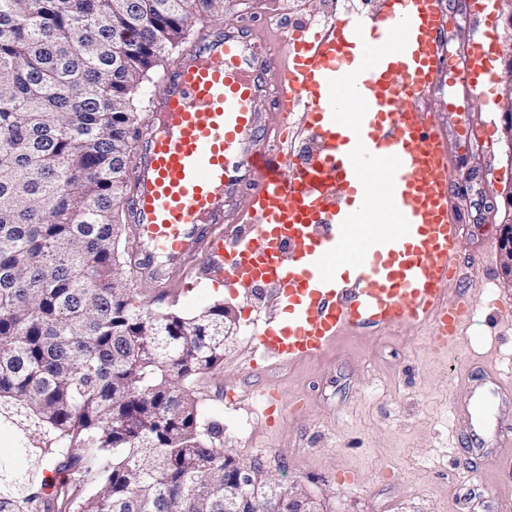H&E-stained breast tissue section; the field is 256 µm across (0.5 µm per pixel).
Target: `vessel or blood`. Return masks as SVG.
<instances>
[{"instance_id": "b4317fda", "label": "vessel or blood", "mask_w": 512, "mask_h": 512, "mask_svg": "<svg viewBox=\"0 0 512 512\" xmlns=\"http://www.w3.org/2000/svg\"><path fill=\"white\" fill-rule=\"evenodd\" d=\"M491 0H474L462 71L469 89L492 93L487 46ZM443 19L433 0H382L372 23L337 19L321 32L297 30L273 84L262 59L233 33L181 54L150 104L157 119L135 169L130 217L144 241L140 269L183 289L182 268L246 288L274 282L282 318L257 333L262 359L290 363L324 351L343 328L431 323L439 345L456 340L472 315L468 297L448 305L444 287L459 265L460 226L448 180L450 146L419 105L441 71ZM371 43L369 52L358 45ZM300 111L312 147L295 157L286 140L238 145L259 126L257 104ZM361 105L348 109L349 102ZM264 177L252 188L253 239L224 229V200L244 162ZM391 222L382 233L379 218Z\"/></svg>"}]
</instances>
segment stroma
I'll return each instance as SVG.
<instances>
[{
  "label": "stroma",
  "instance_id": "35a3bbf8",
  "mask_svg": "<svg viewBox=\"0 0 512 512\" xmlns=\"http://www.w3.org/2000/svg\"><path fill=\"white\" fill-rule=\"evenodd\" d=\"M381 0H226L224 10L194 17L176 53L220 32L241 33L263 53L264 80L285 62L293 28L350 13L375 16ZM447 22L445 46L460 51L471 27V0H436ZM451 149L450 177L461 218L460 272L446 295L467 292L476 311L460 338L437 349L428 327L402 323L344 329L321 355L290 364L253 361L254 321L280 315L270 284L226 288L205 283L163 292L136 268L122 277L136 303L191 317L221 302L239 318L223 361L202 374L196 395L219 413L218 444L256 462L281 484L324 498L327 512H502L512 497V450L481 444L456 427L452 401H467V374L501 370L512 393V283L501 270V228L512 222V141L502 111L480 92L440 80L428 105ZM492 117L490 141L461 146L460 132Z\"/></svg>",
  "mask_w": 512,
  "mask_h": 512
}]
</instances>
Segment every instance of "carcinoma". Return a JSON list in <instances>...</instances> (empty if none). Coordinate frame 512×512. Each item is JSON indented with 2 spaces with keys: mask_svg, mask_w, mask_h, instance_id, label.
I'll list each match as a JSON object with an SVG mask.
<instances>
[{
  "mask_svg": "<svg viewBox=\"0 0 512 512\" xmlns=\"http://www.w3.org/2000/svg\"><path fill=\"white\" fill-rule=\"evenodd\" d=\"M222 9L0 0V512H224L226 495L297 510L282 485L237 493L204 428L194 383L224 359V305H136L116 269L133 97L192 17Z\"/></svg>",
  "mask_w": 512,
  "mask_h": 512,
  "instance_id": "obj_1",
  "label": "carcinoma"
}]
</instances>
